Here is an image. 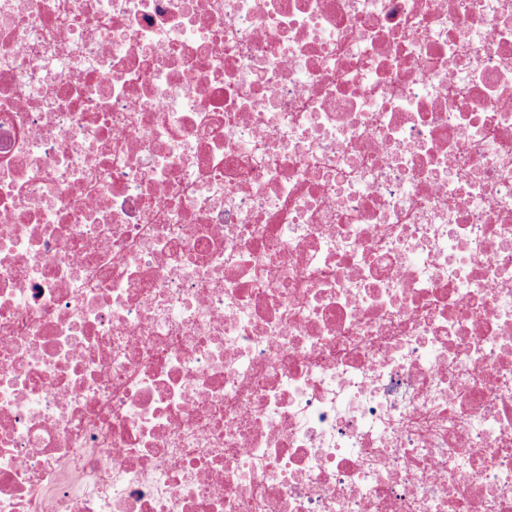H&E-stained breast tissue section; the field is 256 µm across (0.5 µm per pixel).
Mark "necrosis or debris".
Instances as JSON below:
<instances>
[{
	"instance_id": "1",
	"label": "necrosis or debris",
	"mask_w": 512,
	"mask_h": 512,
	"mask_svg": "<svg viewBox=\"0 0 512 512\" xmlns=\"http://www.w3.org/2000/svg\"><path fill=\"white\" fill-rule=\"evenodd\" d=\"M0 512H512V0H0Z\"/></svg>"
}]
</instances>
